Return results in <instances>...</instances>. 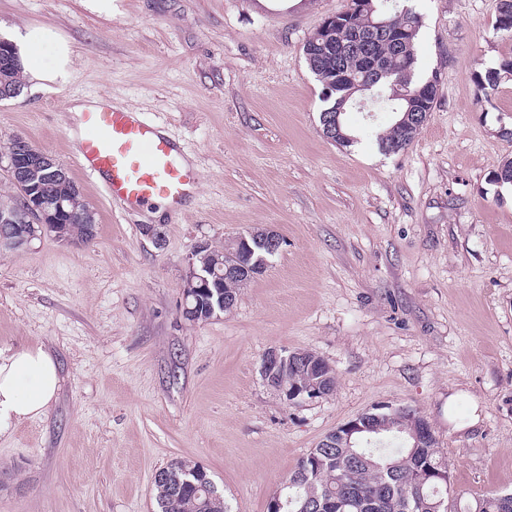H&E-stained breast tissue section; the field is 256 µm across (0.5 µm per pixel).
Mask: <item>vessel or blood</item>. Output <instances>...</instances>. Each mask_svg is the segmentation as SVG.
<instances>
[{
	"mask_svg": "<svg viewBox=\"0 0 512 512\" xmlns=\"http://www.w3.org/2000/svg\"><path fill=\"white\" fill-rule=\"evenodd\" d=\"M67 152L76 170L125 212L161 202L176 215L197 193L199 174L185 146L108 96L75 116Z\"/></svg>",
	"mask_w": 512,
	"mask_h": 512,
	"instance_id": "1",
	"label": "vessel or blood"
}]
</instances>
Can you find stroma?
Returning a JSON list of instances; mask_svg holds the SVG:
<instances>
[{"instance_id": "stroma-1", "label": "stroma", "mask_w": 512, "mask_h": 512, "mask_svg": "<svg viewBox=\"0 0 512 512\" xmlns=\"http://www.w3.org/2000/svg\"><path fill=\"white\" fill-rule=\"evenodd\" d=\"M349 0H0V37L43 24L76 74L0 100V145L66 162L68 109L99 96L188 147L198 196L175 218L113 214L79 173L92 243L50 236L0 253V349L42 348L60 388L0 436V512H154L153 474L204 466L231 512L270 497L329 432L383 403L418 409L469 503L512 492V54L496 0H409L413 78L439 77L412 142L382 152L392 115L351 110L357 147L325 138L302 47ZM258 228L285 241L234 309L182 315L184 260ZM325 359L336 387L291 405L260 376L270 349ZM459 393L455 409L448 396ZM502 74L512 75V56L504 57L498 65V68L488 69L484 76H477L476 88L478 93L488 97L491 91L498 87Z\"/></svg>"}]
</instances>
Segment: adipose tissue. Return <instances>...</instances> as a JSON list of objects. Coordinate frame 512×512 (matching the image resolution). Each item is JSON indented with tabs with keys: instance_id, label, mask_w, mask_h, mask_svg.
I'll use <instances>...</instances> for the list:
<instances>
[{
	"instance_id": "ef3b65f1",
	"label": "adipose tissue",
	"mask_w": 512,
	"mask_h": 512,
	"mask_svg": "<svg viewBox=\"0 0 512 512\" xmlns=\"http://www.w3.org/2000/svg\"><path fill=\"white\" fill-rule=\"evenodd\" d=\"M26 80L36 87L67 83L74 74L75 53L67 38L48 26L29 25L11 35ZM49 48L51 57L38 52ZM59 389L58 368L43 349L11 354L0 351V435L23 421L41 416Z\"/></svg>"
}]
</instances>
